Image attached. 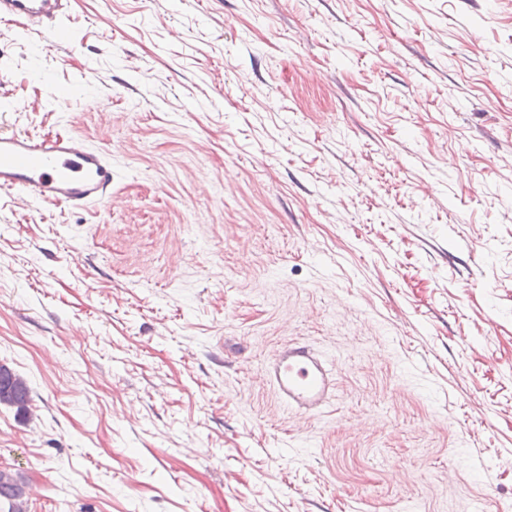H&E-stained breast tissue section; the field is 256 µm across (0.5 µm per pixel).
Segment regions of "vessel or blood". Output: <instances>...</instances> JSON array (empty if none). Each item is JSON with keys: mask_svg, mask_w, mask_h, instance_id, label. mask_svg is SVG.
I'll return each instance as SVG.
<instances>
[{"mask_svg": "<svg viewBox=\"0 0 512 512\" xmlns=\"http://www.w3.org/2000/svg\"><path fill=\"white\" fill-rule=\"evenodd\" d=\"M70 0H0V20L54 29ZM0 190L55 206L88 208L112 199V157L70 135L0 131ZM335 361L312 346L284 345L266 376L280 402L312 416L336 400Z\"/></svg>", "mask_w": 512, "mask_h": 512, "instance_id": "b4317fda", "label": "vessel or blood"}]
</instances>
